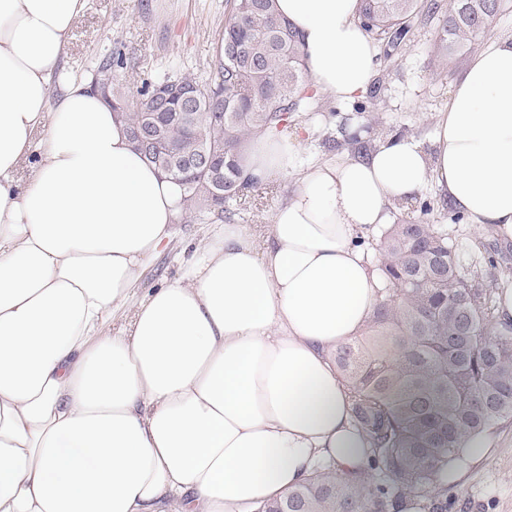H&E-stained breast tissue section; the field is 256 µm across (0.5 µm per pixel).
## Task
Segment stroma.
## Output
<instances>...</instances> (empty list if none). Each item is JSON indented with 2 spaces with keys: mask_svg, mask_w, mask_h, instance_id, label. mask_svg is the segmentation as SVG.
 Here are the masks:
<instances>
[{
  "mask_svg": "<svg viewBox=\"0 0 512 512\" xmlns=\"http://www.w3.org/2000/svg\"><path fill=\"white\" fill-rule=\"evenodd\" d=\"M229 14L228 0H85L83 15L68 38L51 91L59 93L70 78L92 79L99 60L116 52L135 63L134 68L114 72L116 83L131 89L173 72L205 78ZM509 37L512 0H504L476 46L449 56L442 49L437 20L420 17L410 42L395 51L391 61L379 62L372 82L375 104L369 117L354 112L352 103L316 95L312 102L319 112L316 121L290 128L297 138L299 167L353 158L344 133L365 124L370 127L368 137L374 145L394 136L409 138L419 142L426 154H434L437 123L454 85L479 47ZM296 183L297 176L292 173L276 179L274 186H257L240 207L237 223L248 229L272 223L279 202ZM419 197L434 200L433 211L425 215L418 204L393 205L389 208L393 223L421 220L447 225L459 261L466 267L493 246L512 259V239L493 227L478 228L458 219L455 208L443 207V195L434 182H426ZM211 230V223L181 216L171 244L143 270L133 300H141L151 288L179 275L182 241L205 239ZM489 440L487 456L461 481L449 485L448 512H512V421L495 426Z\"/></svg>",
  "mask_w": 512,
  "mask_h": 512,
  "instance_id": "stroma-1",
  "label": "stroma"
}]
</instances>
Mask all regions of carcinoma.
Returning <instances> with one entry per match:
<instances>
[{
	"mask_svg": "<svg viewBox=\"0 0 512 512\" xmlns=\"http://www.w3.org/2000/svg\"><path fill=\"white\" fill-rule=\"evenodd\" d=\"M502 0H362V28L384 56L408 38L421 15L439 17L445 50L472 45ZM123 54L105 57L93 83H109L112 108L129 133L159 114L169 160L140 150L172 176L192 217L225 223L253 187L241 180L242 152L268 130H286L307 110L303 45L275 0H232L222 55L206 80L174 73L134 90L113 83ZM369 246L382 253L383 287L366 327L333 358L352 398L353 421L370 448L367 470L343 478L318 468L302 486L261 512H445L442 473L465 438L512 419V323L495 316L486 278L506 274L493 255L463 271L446 224H388Z\"/></svg>",
	"mask_w": 512,
	"mask_h": 512,
	"instance_id": "1",
	"label": "carcinoma"
}]
</instances>
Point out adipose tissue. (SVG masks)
<instances>
[{
	"mask_svg": "<svg viewBox=\"0 0 512 512\" xmlns=\"http://www.w3.org/2000/svg\"><path fill=\"white\" fill-rule=\"evenodd\" d=\"M85 0H0V512H250L321 465L367 467L332 359L380 282L368 234L434 181L512 237V38L457 82L434 156L406 139L306 167L263 236L185 242L182 272L128 302L169 246L183 190L86 80L49 88ZM316 91L370 87L360 0H276ZM294 136L248 144L245 178L295 168ZM126 326L106 330L113 312Z\"/></svg>",
	"mask_w": 512,
	"mask_h": 512,
	"instance_id": "adipose-tissue-1",
	"label": "adipose tissue"
}]
</instances>
